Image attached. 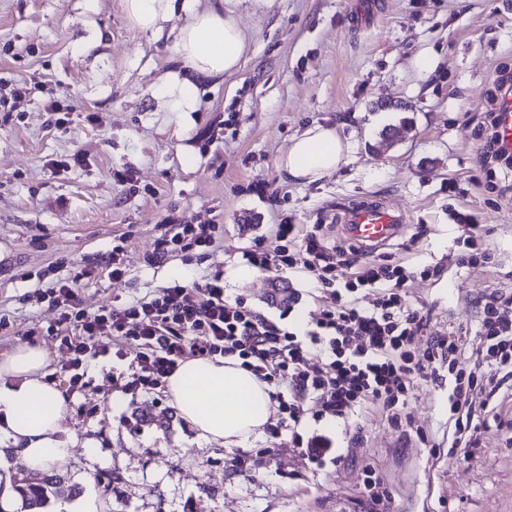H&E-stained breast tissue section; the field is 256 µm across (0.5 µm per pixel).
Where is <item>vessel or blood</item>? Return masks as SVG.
Here are the masks:
<instances>
[{"instance_id":"obj_1","label":"vessel or blood","mask_w":512,"mask_h":512,"mask_svg":"<svg viewBox=\"0 0 512 512\" xmlns=\"http://www.w3.org/2000/svg\"><path fill=\"white\" fill-rule=\"evenodd\" d=\"M402 213L385 202L367 201L351 207L345 214L346 236L363 246H381L397 238L406 224Z\"/></svg>"}]
</instances>
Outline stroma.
<instances>
[{
    "mask_svg": "<svg viewBox=\"0 0 512 512\" xmlns=\"http://www.w3.org/2000/svg\"><path fill=\"white\" fill-rule=\"evenodd\" d=\"M249 39L240 69L201 80L198 111L168 109L159 86L180 70L177 12L162 36L127 18L122 0H0V354L25 343L48 353L46 379L64 397L61 474L99 512H512V393L501 392L479 447L452 445L448 385L417 381L393 425L374 406L324 419L341 461L323 471L293 452L288 433L227 448L197 438L162 388L137 382L134 353L87 359L81 388L66 365L73 335L43 293L71 279L88 314L152 298L169 281L224 271L228 299L287 325L332 305L312 274L239 277L242 251L272 241L280 222L320 224L351 248L348 205L379 199L407 215L389 245L364 261L403 266L408 299L440 335L481 345L476 303L512 290V197L479 162L493 79L512 68V0H224ZM72 109L56 126L50 100ZM322 124L347 147L338 169L312 182L280 162L294 136ZM400 134L386 141L381 131ZM81 164H74V156ZM72 162L54 176L49 161ZM130 170L119 184L115 171ZM266 185L265 192L254 189ZM473 215L498 264L457 268V217ZM175 224H216L213 247L152 262ZM123 245L121 279L112 248ZM92 276L80 277L87 263ZM438 276H423L426 266ZM287 282L298 302L274 299ZM245 458L246 468L236 466ZM387 494L367 503L365 471Z\"/></svg>",
    "mask_w": 512,
    "mask_h": 512,
    "instance_id": "35a3bbf8",
    "label": "stroma"
}]
</instances>
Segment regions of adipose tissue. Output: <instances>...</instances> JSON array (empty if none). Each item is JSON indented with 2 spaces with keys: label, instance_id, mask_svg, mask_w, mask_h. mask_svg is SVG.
Returning <instances> with one entry per match:
<instances>
[{
  "label": "adipose tissue",
  "instance_id": "1",
  "mask_svg": "<svg viewBox=\"0 0 512 512\" xmlns=\"http://www.w3.org/2000/svg\"><path fill=\"white\" fill-rule=\"evenodd\" d=\"M179 7L188 16L176 43L185 70L168 73L161 93L172 111L193 112L199 103L195 77L235 72L249 44L223 6L202 8L198 0H124L127 17L158 36ZM343 157L335 129L315 125L294 138L281 167L288 176L311 182L336 170ZM47 364V352L35 344L0 356V437L15 445L18 460L30 469L59 467L69 458L59 436L64 399L45 380ZM164 392L199 438L228 448L260 436L272 413L267 384L233 357L182 361L167 377Z\"/></svg>",
  "mask_w": 512,
  "mask_h": 512
}]
</instances>
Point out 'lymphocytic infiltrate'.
Segmentation results:
<instances>
[{"instance_id":"lymphocytic-infiltrate-1","label":"lymphocytic infiltrate","mask_w":512,"mask_h":512,"mask_svg":"<svg viewBox=\"0 0 512 512\" xmlns=\"http://www.w3.org/2000/svg\"><path fill=\"white\" fill-rule=\"evenodd\" d=\"M215 224H180L171 237L158 242L155 262H163L169 248L187 251L208 248L217 240ZM305 254V267L332 306L313 311L296 331L271 321L260 311L224 295V273L215 271L203 282L174 280L149 300L106 309L95 315L78 306L72 286L65 281L50 289L49 297L62 323L80 333L68 370L71 383L84 376L89 357H123L115 342L133 346L140 368L139 384L152 389L177 368L186 349L196 348L205 358L236 356L260 380L274 386L294 452L324 468L340 461L331 440L323 435L304 437L307 405L317 418L343 419L355 407L372 404L399 420L414 380L448 379V419L454 424L453 447L475 448L490 428L494 399L512 381V321L500 315L512 306V292L494 291L483 303L478 334L481 350L466 353L456 333L429 335L430 319L406 295L408 272L401 266H357L355 258L328 246L318 230L300 231L298 225L276 226L273 247L256 244L242 254L243 263L261 270L286 271ZM356 268L355 278L345 269ZM365 288L375 295L369 307H359L353 294ZM426 342L423 358L413 348ZM324 358L321 368L305 367L311 353Z\"/></svg>"}]
</instances>
